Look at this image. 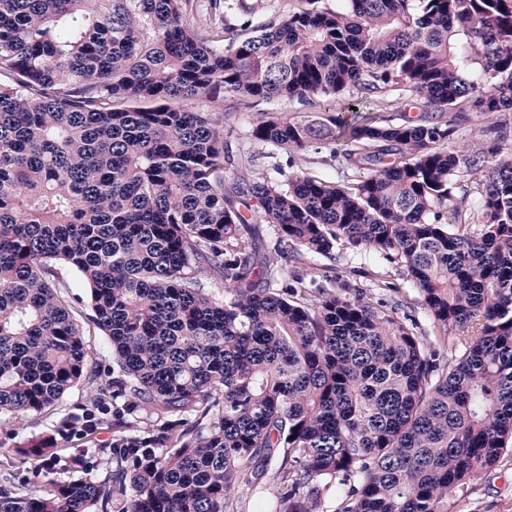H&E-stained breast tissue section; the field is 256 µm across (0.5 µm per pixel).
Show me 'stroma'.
<instances>
[{
	"label": "stroma",
	"mask_w": 512,
	"mask_h": 512,
	"mask_svg": "<svg viewBox=\"0 0 512 512\" xmlns=\"http://www.w3.org/2000/svg\"><path fill=\"white\" fill-rule=\"evenodd\" d=\"M336 274L339 278L369 290L372 299L383 298L397 305L400 314L411 318L416 332L427 347L444 350L443 333L435 326L421 303L418 291L407 282L398 266L364 252L338 248ZM59 272L67 287L62 294L84 333V344L95 378L79 382L70 388L51 409L44 413L0 414V483L7 482L26 493L33 480L66 483L81 477L94 480L108 478L112 460L100 456L89 470L75 468L60 462L55 469L40 475L17 470L11 464L12 451L22 446H34L48 436H56L59 454L77 453L86 448H105L112 441V420L104 418L100 427L88 435L57 437L63 420L85 411L112 405V351L106 337L90 319L87 290L78 274L69 266H60ZM447 512H512V457L501 460L470 481L463 490L449 494Z\"/></svg>",
	"instance_id": "obj_1"
}]
</instances>
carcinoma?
<instances>
[{
    "instance_id": "cac0c4a2",
    "label": "carcinoma",
    "mask_w": 512,
    "mask_h": 512,
    "mask_svg": "<svg viewBox=\"0 0 512 512\" xmlns=\"http://www.w3.org/2000/svg\"><path fill=\"white\" fill-rule=\"evenodd\" d=\"M292 2L250 32L221 0H0V412L93 375L57 264L112 348V476L1 484L0 512H227L242 484L445 512L512 456V0ZM221 94L322 119L240 133L190 104ZM244 139L352 175L264 174ZM340 246L401 266L448 354L306 263Z\"/></svg>"
}]
</instances>
